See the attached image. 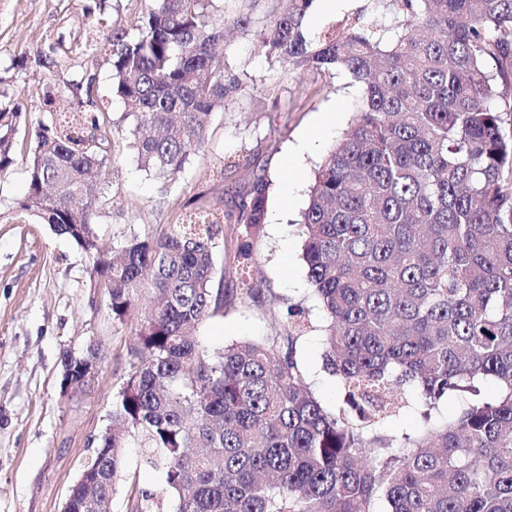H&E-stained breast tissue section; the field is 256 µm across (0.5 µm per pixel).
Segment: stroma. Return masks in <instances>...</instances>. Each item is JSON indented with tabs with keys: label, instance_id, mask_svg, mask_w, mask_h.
I'll list each match as a JSON object with an SVG mask.
<instances>
[{
	"label": "stroma",
	"instance_id": "obj_1",
	"mask_svg": "<svg viewBox=\"0 0 512 512\" xmlns=\"http://www.w3.org/2000/svg\"><path fill=\"white\" fill-rule=\"evenodd\" d=\"M85 2L0 0V94L23 105V129L46 119L47 85L80 75L93 77L98 89L88 114L114 119L124 110L112 93L109 60L79 48ZM359 12L380 27L395 26L387 0H350L330 14L311 6L306 27L314 34L330 20ZM51 31L64 35L65 46L57 67L48 72L35 64L34 55ZM224 52L230 71L244 75L246 82L214 116L205 147L163 189L138 168L125 133L114 131L108 153L114 172L91 221L109 249L131 234L178 223L189 204L197 208L220 201L234 208L245 195L247 173L265 176L270 189L257 263L275 302L226 310L204 321L196 336L211 350L245 339L261 341L283 332V303L304 302L311 328L298 338L295 358L315 396L332 409L341 403L344 389L324 365V318L309 297L298 220L316 171L361 107L360 89L345 73H284L255 50L248 32L230 37ZM321 112L335 113L336 119L306 155L296 202L282 213L285 156ZM27 153V143H19L14 165L0 173V212L10 213L27 190ZM219 157L231 163L247 158L252 165L246 172L231 166L216 180L211 169ZM151 305V295H143L128 319L113 320L103 289L90 280L73 242L32 218L0 222V512H59L108 424L133 361L130 349L140 320ZM91 343L102 352L100 373L86 386L63 391V353L81 354ZM140 455L137 445H129L125 465L139 486L154 494L148 512H176V500L161 491V473L144 467Z\"/></svg>",
	"mask_w": 512,
	"mask_h": 512
}]
</instances>
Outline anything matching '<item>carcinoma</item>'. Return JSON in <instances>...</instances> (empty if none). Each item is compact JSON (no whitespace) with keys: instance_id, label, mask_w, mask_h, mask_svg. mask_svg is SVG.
<instances>
[{"instance_id":"1","label":"carcinoma","mask_w":512,"mask_h":512,"mask_svg":"<svg viewBox=\"0 0 512 512\" xmlns=\"http://www.w3.org/2000/svg\"><path fill=\"white\" fill-rule=\"evenodd\" d=\"M129 32L101 40L105 0H89L85 50L109 56L140 169L165 185L208 138L212 116L242 87L224 53L222 0H151ZM392 37L369 17L304 27L313 0H274L266 24H233L290 74L348 73L362 106L315 174L301 216L303 261L327 325L326 369L342 383L330 412L295 359L309 328L211 351L192 336L207 318L268 295L251 277L269 181L246 200L185 213L106 254L91 224L111 174L107 122L55 112L29 134L28 190L18 214L74 242L125 321L142 291L131 371L98 449L83 468L111 512L127 445L164 475L177 512H512V0H389ZM47 40L35 63L57 67ZM494 61L496 68L488 67ZM58 92L94 103L91 80ZM22 107L0 101V172L15 161ZM240 226L217 271L224 225ZM496 383L488 398L480 384ZM419 395L422 424L389 438L377 427ZM463 401L444 424L433 411ZM131 512L155 494L131 477Z\"/></svg>"}]
</instances>
